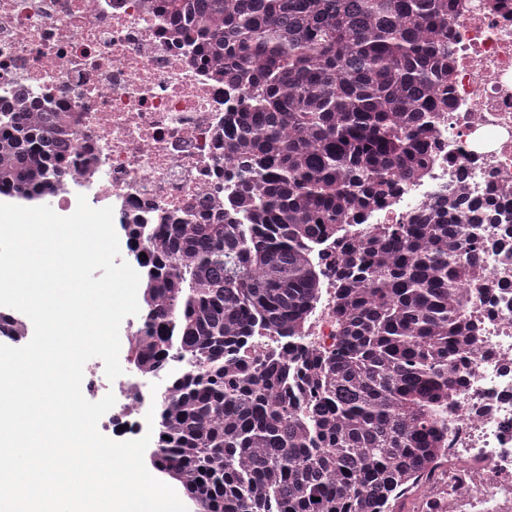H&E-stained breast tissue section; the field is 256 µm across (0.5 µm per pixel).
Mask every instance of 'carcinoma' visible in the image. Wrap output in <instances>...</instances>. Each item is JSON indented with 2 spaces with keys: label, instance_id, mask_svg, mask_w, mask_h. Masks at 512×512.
I'll return each instance as SVG.
<instances>
[{
  "label": "carcinoma",
  "instance_id": "cac0c4a2",
  "mask_svg": "<svg viewBox=\"0 0 512 512\" xmlns=\"http://www.w3.org/2000/svg\"><path fill=\"white\" fill-rule=\"evenodd\" d=\"M224 85L245 90L224 124L239 224L152 232L126 224L143 269L137 365L172 347L201 364L162 396L154 466L203 512H389L430 474L432 408L459 384L472 342L457 309L459 241L476 239L440 205L321 260L341 269L337 352L251 360V337L292 343L320 275L309 247L410 181L448 82L454 0H162ZM72 162L63 120L0 111V194L39 200ZM147 260H142V255Z\"/></svg>",
  "mask_w": 512,
  "mask_h": 512
}]
</instances>
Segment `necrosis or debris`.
<instances>
[{"label":"necrosis or debris","mask_w":512,"mask_h":512,"mask_svg":"<svg viewBox=\"0 0 512 512\" xmlns=\"http://www.w3.org/2000/svg\"><path fill=\"white\" fill-rule=\"evenodd\" d=\"M159 0H0V104L17 88L68 116L76 157L58 214L78 196L112 207L118 224H154L208 199L212 224L237 181L224 165V114L243 90L194 59ZM448 89L430 129L437 148L417 178L322 250L360 241L429 207L465 198L512 213V0H455L448 21ZM482 259L463 283L477 336L456 363L462 383L435 417L447 483L426 487L436 512H512V222L480 223ZM341 325L324 282L301 324L303 346L334 353ZM115 426L137 437L157 403L145 381L119 376Z\"/></svg>","instance_id":"1"}]
</instances>
